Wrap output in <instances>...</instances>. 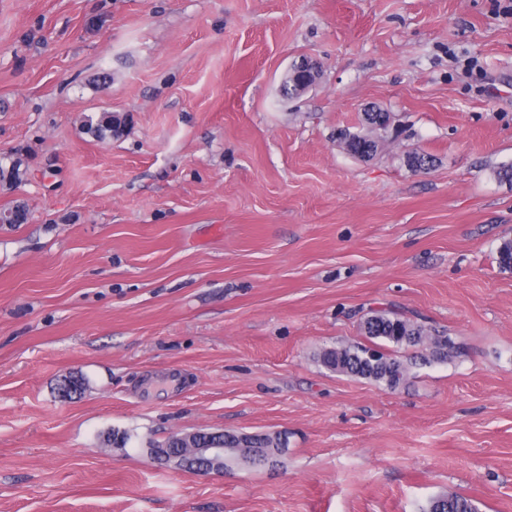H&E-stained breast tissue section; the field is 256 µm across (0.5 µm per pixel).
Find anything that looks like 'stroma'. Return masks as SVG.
Here are the masks:
<instances>
[{
    "instance_id": "1",
    "label": "stroma",
    "mask_w": 512,
    "mask_h": 512,
    "mask_svg": "<svg viewBox=\"0 0 512 512\" xmlns=\"http://www.w3.org/2000/svg\"><path fill=\"white\" fill-rule=\"evenodd\" d=\"M498 5L0 0V154L28 172L0 209L29 210L0 224V512H419L448 492L512 512ZM304 58L320 81L282 99ZM369 106L392 128L365 160L336 132ZM99 112L122 135L87 134ZM388 307L458 354L395 389L316 362ZM222 431L288 451L223 472L147 452ZM87 132L97 141L112 140L122 131V120L112 112H100L87 116L84 121Z\"/></svg>"
}]
</instances>
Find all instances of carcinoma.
Segmentation results:
<instances>
[{"mask_svg": "<svg viewBox=\"0 0 512 512\" xmlns=\"http://www.w3.org/2000/svg\"><path fill=\"white\" fill-rule=\"evenodd\" d=\"M362 122L372 130H387L391 123L388 112H367ZM87 132L96 140L104 142L122 131V120L110 113L91 115L84 121ZM336 139L352 155L365 153L374 139L360 133L350 139ZM26 171L22 161L11 156H0V177L9 178L19 185L25 180ZM496 260L500 268L512 270V240H504L497 247ZM363 339L323 348L317 354V362L326 370L342 375L375 382L389 389L404 384L413 365L432 361H444L458 353V347L445 334L415 323L396 309L387 308L370 313L362 325ZM410 347H420L423 353L411 358L401 355ZM199 434L182 439L169 436L159 447L167 449L166 462L184 465L198 444ZM210 445H224V467L240 466L252 469L273 467L286 454L287 439L280 433L263 434L252 443L242 447V438L236 433L226 432L207 440ZM422 512H478L474 501L457 492H448L430 499Z\"/></svg>", "mask_w": 512, "mask_h": 512, "instance_id": "cac0c4a2", "label": "carcinoma"}]
</instances>
